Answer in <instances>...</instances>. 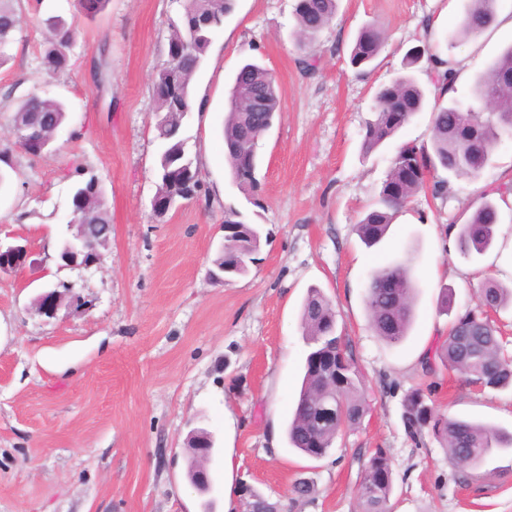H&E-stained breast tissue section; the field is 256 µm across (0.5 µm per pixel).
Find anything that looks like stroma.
Wrapping results in <instances>:
<instances>
[{
	"label": "stroma",
	"mask_w": 512,
	"mask_h": 512,
	"mask_svg": "<svg viewBox=\"0 0 512 512\" xmlns=\"http://www.w3.org/2000/svg\"><path fill=\"white\" fill-rule=\"evenodd\" d=\"M296 0H237L193 81L209 115L183 129L197 159L201 197L165 216L152 211L158 183L153 81L167 54L170 24L183 0H110L87 17L79 0H19L11 61L0 67V243L29 245L38 272L0 278V512H201L187 471L192 430L209 431L221 454L209 465L216 498L245 481L291 512H360L358 484L372 449L392 461L393 512H512V452L491 456L461 484L448 451L432 436L414 443L402 400L421 378L424 353L448 334L455 315L479 307L492 277L512 287V205H500L490 248L463 256L452 233L482 193L512 184V133L502 136L478 180L449 177L445 197L420 192L369 248L355 226L375 205L400 144L429 145V105L371 154L361 150L377 90L404 72L412 48L431 41L468 69L450 97L483 110L476 77L508 45L512 30L492 26L447 46L469 0H339L334 20L311 48L295 37ZM61 16L77 35L71 66L43 63L45 21ZM436 19L435 37L424 23ZM385 33L369 65L351 62L365 27ZM315 54L319 71L297 60ZM256 60L285 90L282 110L259 143L260 186L248 198L224 161L222 124L232 75ZM28 96L65 103L67 120L50 151L15 143L10 109ZM96 174L112 234L89 268L62 266L75 167ZM262 231L257 261L224 282L210 277L224 241L225 206ZM411 259L416 317L402 344L380 339L364 303L370 274ZM73 286L54 318L37 297ZM319 287L338 312L370 403L362 424L338 437L328 457L289 449L286 427L307 350L300 308ZM451 312L439 310L442 290ZM433 400L448 415L512 432V389L477 388L439 370ZM309 499L293 500L296 480Z\"/></svg>",
	"instance_id": "1"
}]
</instances>
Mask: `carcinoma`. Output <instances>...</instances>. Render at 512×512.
Returning a JSON list of instances; mask_svg holds the SVG:
<instances>
[{
	"label": "carcinoma",
	"mask_w": 512,
	"mask_h": 512,
	"mask_svg": "<svg viewBox=\"0 0 512 512\" xmlns=\"http://www.w3.org/2000/svg\"><path fill=\"white\" fill-rule=\"evenodd\" d=\"M17 0H0V65L9 59L8 50L17 28ZM499 0H470L455 33L447 39L452 46L460 38H475L486 32L497 16ZM338 0H296L294 13L300 39L311 41L335 17ZM235 8V0H185L179 22L173 24L171 43L182 45L178 55H167L165 67L157 72L154 84L156 112L165 125L156 128L159 141L158 190L178 198H196L202 190L199 172L182 137L186 118L193 110L192 83L200 71L207 51L224 26V19ZM75 30L57 19L51 22L46 38L44 62L53 73L70 67L69 50ZM383 34L374 27L363 29L352 49L353 63L374 60L383 44ZM426 61L425 71L434 84L453 83L454 72L439 67L447 61L417 48L407 55L406 66ZM474 94L484 101L492 95L490 111L474 112L457 103L434 105L431 147L414 142L403 143L391 161L380 192L379 207L368 212L357 224V232L367 247L379 244L386 236L393 216L425 187L428 175L444 170L450 175L480 177L500 140L501 133L512 129V44L507 46L482 72ZM284 89L255 62L243 64L232 78L224 116V160L233 183L252 196L258 188V145L269 125L281 112ZM425 92L411 77L404 76L379 90L373 117L365 123L362 149L370 153L397 135L420 111ZM65 121L63 103L47 98L20 100L12 114V123L28 124L50 137L57 135ZM90 209L89 234L109 240L111 220L105 206L104 189L95 177L75 185L71 212ZM224 223L230 233L224 238V268L242 275L238 267L243 254L254 255L260 246V228L246 222L243 213L224 207ZM499 223L497 203L483 196L481 205L469 220L460 225L458 248L464 255L486 251ZM392 280L395 287L382 284ZM484 306L498 310L512 304V289L493 280L479 290ZM415 278L408 262L381 267L369 279L365 302L371 323L385 342H404L415 317ZM301 324L308 352L303 366V380L296 407L287 426L289 447L313 458L328 456L343 429L358 425L368 409L363 375L354 359L349 341L337 333V312L333 302L320 289L308 291L301 308ZM321 357L330 364L324 371L314 366ZM458 371L474 383L483 382L491 389L512 387V359L504 356L493 325L480 315L467 311L456 316L448 336L431 355L421 361L422 372L436 373L438 367ZM336 412V420L324 421L326 410ZM403 425L406 433L417 439L429 431L448 448L449 457L459 466V480L469 482L487 457L498 450L512 448V434L490 424L463 418H450L438 412L431 392L421 387L404 395ZM393 492L391 460L383 449L371 452L362 472L360 501L362 512H392Z\"/></svg>",
	"instance_id": "obj_1"
}]
</instances>
